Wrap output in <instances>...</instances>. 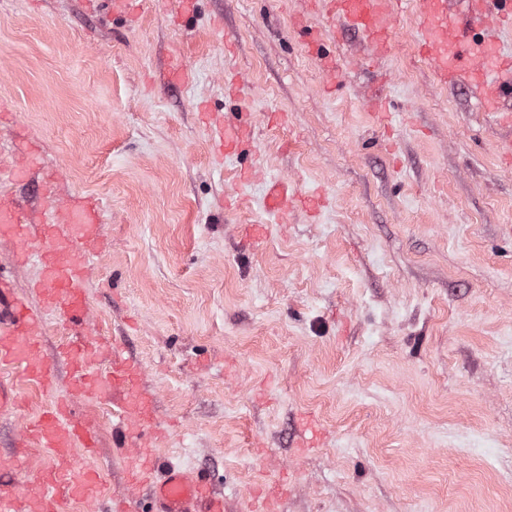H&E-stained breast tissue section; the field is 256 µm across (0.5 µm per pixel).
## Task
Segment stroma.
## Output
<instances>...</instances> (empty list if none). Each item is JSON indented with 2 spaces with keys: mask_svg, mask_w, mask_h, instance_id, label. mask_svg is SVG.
Segmentation results:
<instances>
[{
  "mask_svg": "<svg viewBox=\"0 0 512 512\" xmlns=\"http://www.w3.org/2000/svg\"><path fill=\"white\" fill-rule=\"evenodd\" d=\"M137 3L131 23L96 0L0 10V99L16 108L0 163L25 171L7 191L30 207L46 171L60 197L102 203L90 333L140 362L173 422L149 441L157 461L205 474L226 512H253V492L282 480L266 512H512V166L497 151L512 132L417 53L418 0L375 71L308 0H198L188 16ZM303 23L341 56L337 77ZM228 66L242 93L226 91ZM207 112L252 127L248 156L217 159ZM276 176L324 205L272 223ZM250 224L263 248L243 241ZM69 383L63 362L49 391L0 367L19 400L0 413V451L17 456L0 488L52 466L22 434ZM74 412L96 447L67 465L96 471L101 497L69 512H149L111 397ZM306 33L305 46L308 52L316 57L326 70L331 71L336 66V58L328 55L323 49L321 38L318 36L317 31H314L310 27L304 28Z\"/></svg>",
  "mask_w": 512,
  "mask_h": 512,
  "instance_id": "1",
  "label": "stroma"
}]
</instances>
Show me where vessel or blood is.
Returning a JSON list of instances; mask_svg holds the SVG:
<instances>
[{
  "label": "vessel or blood",
  "instance_id": "1",
  "mask_svg": "<svg viewBox=\"0 0 512 512\" xmlns=\"http://www.w3.org/2000/svg\"><path fill=\"white\" fill-rule=\"evenodd\" d=\"M328 18L341 21L381 53L387 52L393 22L405 0H319ZM512 28V0H424L414 38L419 52L443 82L478 88L491 86L483 106L499 119L512 123L507 104L512 103V58L500 55L488 33ZM225 154L240 156L248 148L249 133L238 125L214 131ZM294 193L287 181L273 178L266 184L265 207L282 213ZM19 203L0 200V239L11 240L20 259H36L42 276L35 285L41 296V312L32 311L0 282V364H22L29 378L47 384L53 361L37 351L31 332L41 313L53 312L74 326L72 338L61 355L74 371L73 394L77 397L112 391L119 395L115 414L119 420L120 447H128L147 431L159 427L150 401L135 388L136 362L122 358L117 346L94 340L86 328V250L103 241L96 200L82 198L67 208L61 224L21 223ZM110 370H102L103 362ZM35 441L55 458L68 460L76 445L90 446L91 439L65 407L44 413L30 429ZM155 464L147 449H140L129 465L133 479L152 481L153 512H224V499L214 493L201 475L167 466L160 481H153ZM98 476L85 470L52 473L40 494L25 489L0 491V512H64L69 502L95 498Z\"/></svg>",
  "mask_w": 512,
  "mask_h": 512
}]
</instances>
